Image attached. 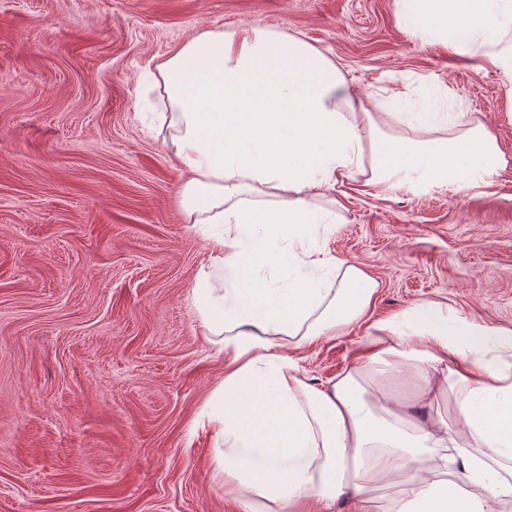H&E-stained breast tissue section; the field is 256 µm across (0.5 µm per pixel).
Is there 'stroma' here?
I'll return each instance as SVG.
<instances>
[{"label": "stroma", "instance_id": "stroma-1", "mask_svg": "<svg viewBox=\"0 0 512 512\" xmlns=\"http://www.w3.org/2000/svg\"><path fill=\"white\" fill-rule=\"evenodd\" d=\"M259 23L327 55L372 110L453 91L509 164L410 194L339 178L317 232L379 284L361 321L296 349L308 382L348 370L416 304L512 330V103L500 74L405 32L395 0H0V512H239L212 478L202 411L224 379L192 290L174 130L143 96L205 30Z\"/></svg>", "mask_w": 512, "mask_h": 512}]
</instances>
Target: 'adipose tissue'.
<instances>
[{"label":"adipose tissue","instance_id":"adipose-tissue-1","mask_svg":"<svg viewBox=\"0 0 512 512\" xmlns=\"http://www.w3.org/2000/svg\"><path fill=\"white\" fill-rule=\"evenodd\" d=\"M395 3L404 30L492 66L512 100V0ZM155 70L145 91L172 108L181 208L188 223L216 227L193 296L227 360L208 423L213 475L240 512H336L344 495L354 512H505L512 332L462 319L452 337L441 310L419 304L407 325L377 323L354 367L321 387L280 352L360 320L378 288L358 265L311 246L316 225L336 221L315 199L363 169L374 182L418 171L471 185L506 166L495 136L462 112L447 127L420 101L416 136L386 137L382 126L405 113L355 110L325 54L259 24L201 32ZM263 270L287 274V287H271ZM383 370L413 381L416 398L369 393L363 378ZM449 395L445 417L438 404ZM385 485L400 494L384 504Z\"/></svg>","mask_w":512,"mask_h":512}]
</instances>
